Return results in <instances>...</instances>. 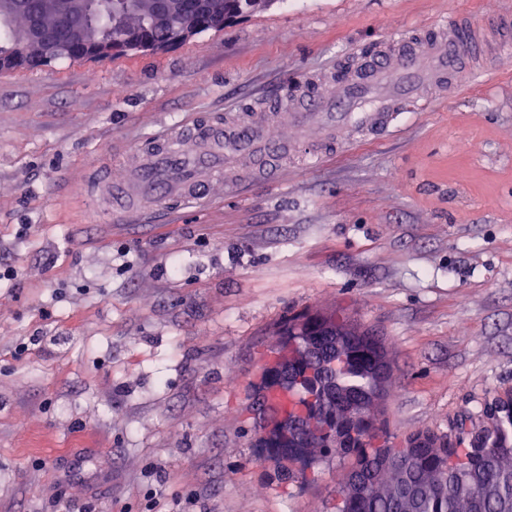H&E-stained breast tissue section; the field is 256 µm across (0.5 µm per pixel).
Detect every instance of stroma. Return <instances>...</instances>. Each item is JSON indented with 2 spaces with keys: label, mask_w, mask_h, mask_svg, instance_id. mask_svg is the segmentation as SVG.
I'll return each instance as SVG.
<instances>
[{
  "label": "stroma",
  "mask_w": 512,
  "mask_h": 512,
  "mask_svg": "<svg viewBox=\"0 0 512 512\" xmlns=\"http://www.w3.org/2000/svg\"><path fill=\"white\" fill-rule=\"evenodd\" d=\"M512 0H275L158 51L0 71V512H336L342 461L281 485L250 384L289 313L340 306L384 336L387 430L481 419L512 391V55L387 132L204 206L92 211L86 173L166 125L254 109L357 49ZM125 89L116 97V89ZM197 493V503L187 497Z\"/></svg>",
  "instance_id": "1"
}]
</instances>
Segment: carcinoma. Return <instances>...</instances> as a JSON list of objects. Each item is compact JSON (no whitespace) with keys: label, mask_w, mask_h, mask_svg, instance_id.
<instances>
[{"label":"carcinoma","mask_w":512,"mask_h":512,"mask_svg":"<svg viewBox=\"0 0 512 512\" xmlns=\"http://www.w3.org/2000/svg\"><path fill=\"white\" fill-rule=\"evenodd\" d=\"M52 0H25L21 23L45 25L49 60L89 56L91 45L69 40L68 25L57 22ZM149 0H131L135 6ZM121 3L111 10L89 7L91 25L109 34L114 53L128 52L120 25ZM244 0H223L221 19L197 16L199 32L220 31L245 12ZM142 49L163 48L172 24L141 17ZM280 351L254 386L264 410L252 437L274 462L281 484L303 485L308 470L330 457L348 459L337 488L336 512H512V393L495 394L480 422L469 415L448 431L422 429L398 436L386 431L383 401L392 365L383 338L345 310L325 309L285 317L276 330ZM288 364V374L280 366ZM303 407L310 424H295Z\"/></svg>","instance_id":"obj_1"}]
</instances>
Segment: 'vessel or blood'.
Returning <instances> with one entry per match:
<instances>
[{
	"instance_id": "1",
	"label": "vessel or blood",
	"mask_w": 512,
	"mask_h": 512,
	"mask_svg": "<svg viewBox=\"0 0 512 512\" xmlns=\"http://www.w3.org/2000/svg\"><path fill=\"white\" fill-rule=\"evenodd\" d=\"M512 49V12L483 22L449 13L446 20L415 35L381 41L370 51L349 55L343 69L328 67L311 76L316 93L293 96L281 109L289 125L317 131L297 150L303 164L319 161L327 140L320 136L325 121L346 122L368 131L389 128L407 103L429 107L421 90L446 94L466 67ZM280 153L264 119L244 123L235 116L168 126L141 144L125 162L119 177L97 175L90 183L93 206L112 205L143 210L162 202L197 204L209 188L223 182L237 159L271 160Z\"/></svg>"
}]
</instances>
